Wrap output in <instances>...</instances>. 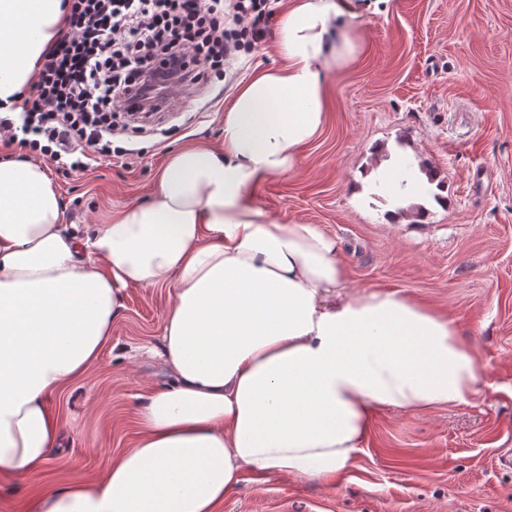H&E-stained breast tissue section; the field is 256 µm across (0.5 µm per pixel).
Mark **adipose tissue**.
I'll return each instance as SVG.
<instances>
[{"label": "adipose tissue", "instance_id": "obj_1", "mask_svg": "<svg viewBox=\"0 0 512 512\" xmlns=\"http://www.w3.org/2000/svg\"><path fill=\"white\" fill-rule=\"evenodd\" d=\"M380 3L289 0L282 62L239 87L221 145L179 150L153 201L110 223H66L39 160L0 161V478L62 458L51 399L111 343L125 289L172 292L145 349L169 381L144 398L134 447L95 477L63 474L29 512H219L245 472L336 478L375 410L473 397L477 356L446 312L352 289L334 239L252 201L321 132L325 76L359 50L350 21ZM69 13V0H0V103L36 81Z\"/></svg>", "mask_w": 512, "mask_h": 512}]
</instances>
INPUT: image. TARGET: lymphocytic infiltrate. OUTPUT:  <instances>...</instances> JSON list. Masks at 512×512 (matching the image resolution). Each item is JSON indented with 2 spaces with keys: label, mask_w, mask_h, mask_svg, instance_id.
<instances>
[{
  "label": "lymphocytic infiltrate",
  "mask_w": 512,
  "mask_h": 512,
  "mask_svg": "<svg viewBox=\"0 0 512 512\" xmlns=\"http://www.w3.org/2000/svg\"><path fill=\"white\" fill-rule=\"evenodd\" d=\"M273 0H70L18 116L0 137L82 175L171 94L223 77L270 32Z\"/></svg>",
  "instance_id": "lymphocytic-infiltrate-1"
}]
</instances>
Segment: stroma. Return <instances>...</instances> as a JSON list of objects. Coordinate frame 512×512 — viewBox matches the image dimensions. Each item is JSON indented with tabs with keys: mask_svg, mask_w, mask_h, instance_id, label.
<instances>
[{
	"mask_svg": "<svg viewBox=\"0 0 512 512\" xmlns=\"http://www.w3.org/2000/svg\"><path fill=\"white\" fill-rule=\"evenodd\" d=\"M363 46L325 77L328 114L293 172L254 192L264 216L320 227L339 245L353 289H399L445 309L479 364L467 403L375 412L362 447L336 481L244 474L220 512H512V0H388L351 23ZM281 62L276 35L157 114L147 132L115 138L126 156L90 175H53L71 224H104L149 201L169 156L224 139V114L241 83ZM414 151L437 171L418 222L392 220V202L365 174L384 152ZM169 288H127L113 347L52 408L62 425L61 466L0 480V512H25L57 490L58 470L93 477L133 447L137 404L164 384L159 359L123 351L157 342Z\"/></svg>",
	"mask_w": 512,
	"mask_h": 512,
	"instance_id": "1",
	"label": "stroma"
}]
</instances>
